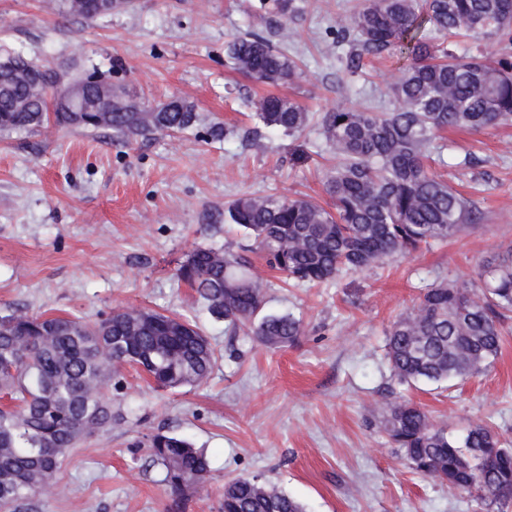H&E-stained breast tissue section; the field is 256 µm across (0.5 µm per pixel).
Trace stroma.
I'll return each mask as SVG.
<instances>
[{
  "instance_id": "obj_1",
  "label": "stroma",
  "mask_w": 512,
  "mask_h": 512,
  "mask_svg": "<svg viewBox=\"0 0 512 512\" xmlns=\"http://www.w3.org/2000/svg\"><path fill=\"white\" fill-rule=\"evenodd\" d=\"M55 3L0 0V47L59 71L98 70L139 101L186 100L199 120L127 142L107 129L55 125L0 134V317L24 311L93 324L116 309L149 308L196 322L217 363L205 384L177 391L126 367L112 391L111 427L69 449L52 484L9 512H221L225 483L240 477L275 484L305 512H512L411 470L373 415L405 399L449 432L481 422L512 439V319L499 356L476 377L409 387L385 358L392 322L421 288L443 279L472 286L512 247V126L448 132L435 171L480 213L448 242L319 285L288 284L252 254L267 282L266 312L302 323L294 344L268 349L191 304L175 276L194 247L249 246L224 221L225 205L241 195L331 204L323 171L334 155L318 125L285 136L251 118V103L287 96L316 117L380 107L402 60L343 73L336 25L359 0H297L292 19L264 15L258 0H132L93 19L60 15ZM250 31L298 56L301 76L264 85L231 69L225 46ZM217 123L234 137L214 138ZM156 433L184 436L209 458L208 482L183 501L148 455Z\"/></svg>"
}]
</instances>
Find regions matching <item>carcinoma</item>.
<instances>
[{
	"instance_id": "1",
	"label": "carcinoma",
	"mask_w": 512,
	"mask_h": 512,
	"mask_svg": "<svg viewBox=\"0 0 512 512\" xmlns=\"http://www.w3.org/2000/svg\"><path fill=\"white\" fill-rule=\"evenodd\" d=\"M268 13L291 18L295 0H260ZM64 15L93 18L86 0H59ZM512 41V0H360L336 27L340 63L354 77L363 58L395 53L406 64L391 85L392 107L382 112L338 106L322 116L336 164L325 175L333 202L326 209L304 198L243 195L224 214L254 240L266 266L301 283H322L345 269L365 270L421 245L446 242L472 223L469 199L431 170L442 153L440 134L452 128L482 131L512 124V57L482 59L445 46L443 39ZM228 62L261 83L293 82L296 62L259 33L229 41ZM43 65L20 51L0 55V133H30L48 122L61 127L107 128L121 140L174 134L198 115L177 98L142 105L112 97L104 123L92 112L49 113L57 84L39 76ZM45 69V68H43ZM45 72L54 74L52 69ZM262 125L285 136L307 126L296 100L265 96L254 102ZM178 279L224 320L267 348H285L302 332L289 314H265V285L250 261L228 249L197 247ZM512 312V249L485 264L480 285L440 281L424 288L417 305L388 332L387 359L402 383H441L486 371L498 357L502 319ZM217 357L194 322L151 309L116 311L98 324L72 317L17 312L0 318V507L49 485L68 448L112 424L106 388L126 366H136L163 389L204 383ZM377 427L409 467L491 502H512V444L474 423L458 436L435 424L411 402L386 405ZM163 482L181 497L210 474L206 454L187 438L155 434L148 441ZM222 512H304L278 487L255 478L224 485Z\"/></svg>"
}]
</instances>
